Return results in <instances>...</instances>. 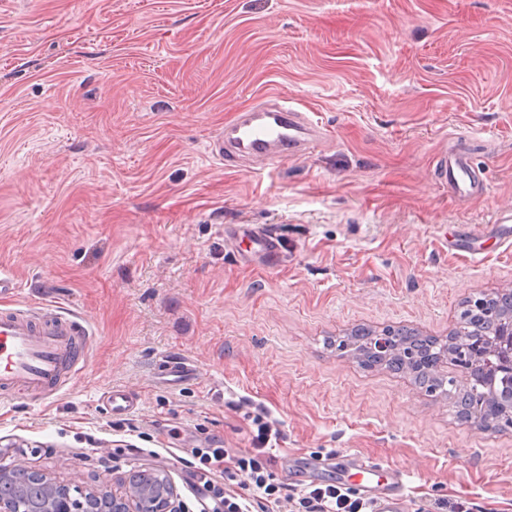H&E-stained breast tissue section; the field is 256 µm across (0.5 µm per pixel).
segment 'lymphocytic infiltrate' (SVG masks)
Masks as SVG:
<instances>
[{
  "mask_svg": "<svg viewBox=\"0 0 512 512\" xmlns=\"http://www.w3.org/2000/svg\"><path fill=\"white\" fill-rule=\"evenodd\" d=\"M257 433L251 451L194 448L190 467L201 489L199 512H372L369 499L335 484L298 489L277 480L271 470L270 447L280 434L265 409L251 415Z\"/></svg>",
  "mask_w": 512,
  "mask_h": 512,
  "instance_id": "f902f5d3",
  "label": "lymphocytic infiltrate"
}]
</instances>
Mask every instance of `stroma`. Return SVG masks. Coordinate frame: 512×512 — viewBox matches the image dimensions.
Masks as SVG:
<instances>
[{
  "label": "stroma",
  "mask_w": 512,
  "mask_h": 512,
  "mask_svg": "<svg viewBox=\"0 0 512 512\" xmlns=\"http://www.w3.org/2000/svg\"><path fill=\"white\" fill-rule=\"evenodd\" d=\"M326 137L272 165L217 159L267 94ZM465 152L458 196L433 162ZM268 227L273 256L224 235ZM512 0H0V269L91 333L74 386L0 397V465L79 492L163 471L193 506L190 449L281 434L290 485L362 456L409 475L408 508L512 512V429L457 418L412 375L359 364L363 326L446 338L512 289ZM198 383L170 386L160 353ZM112 388L138 407L112 415ZM477 172L480 171L469 156L448 157V151L438 157L434 167L436 178L447 182L453 193L460 196L486 191V184L479 180Z\"/></svg>",
  "instance_id": "1"
}]
</instances>
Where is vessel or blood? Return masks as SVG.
I'll list each match as a JSON object with an SVG mask.
<instances>
[{"instance_id": "obj_1", "label": "vessel or blood", "mask_w": 512, "mask_h": 512, "mask_svg": "<svg viewBox=\"0 0 512 512\" xmlns=\"http://www.w3.org/2000/svg\"><path fill=\"white\" fill-rule=\"evenodd\" d=\"M321 134L319 123L305 113L267 99L226 124L212 152L220 158L229 149L238 158L270 163L306 150ZM434 174L460 196L486 189L467 156L440 155ZM228 233L248 240L259 253L280 248L276 233L251 224L232 225ZM89 336L80 317L60 314L54 302L34 309L0 310V391L24 389L49 397L75 383L85 366ZM162 362L163 381L185 385L198 378L197 368L188 358L167 354ZM103 402L115 415L128 414L137 405L135 397L121 389L107 391ZM355 469L349 488L359 494H372L374 512H407L405 472L387 471L362 458L357 459Z\"/></svg>"}]
</instances>
